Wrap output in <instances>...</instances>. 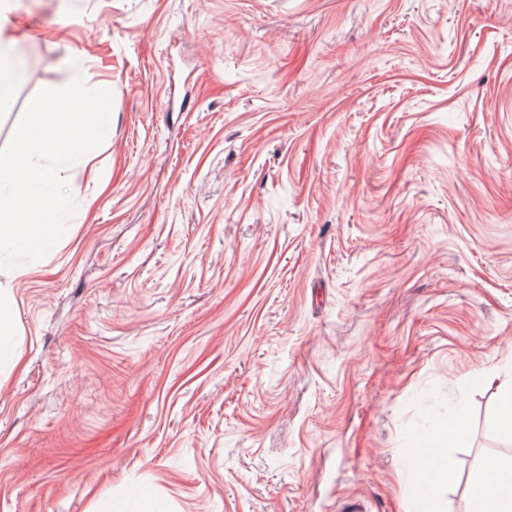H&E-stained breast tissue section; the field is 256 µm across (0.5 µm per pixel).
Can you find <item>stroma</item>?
<instances>
[{"instance_id":"obj_1","label":"stroma","mask_w":512,"mask_h":512,"mask_svg":"<svg viewBox=\"0 0 512 512\" xmlns=\"http://www.w3.org/2000/svg\"><path fill=\"white\" fill-rule=\"evenodd\" d=\"M0 7V149L70 55L112 93L0 270V512H472L512 459V0ZM0 357H9L15 360V353L12 347H9L6 336H9L11 329V316L10 313L5 310L7 308L4 295L5 289L0 287ZM498 373L504 371L507 378L502 383V406L495 427L512 433V359H506ZM420 470L429 471V475L443 474L453 470L455 461L452 456L424 453L418 458Z\"/></svg>"}]
</instances>
